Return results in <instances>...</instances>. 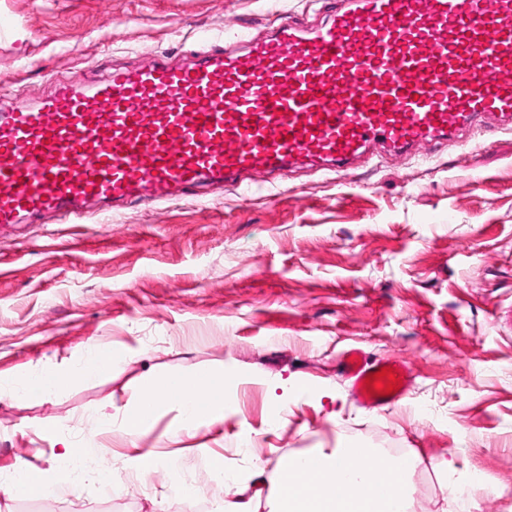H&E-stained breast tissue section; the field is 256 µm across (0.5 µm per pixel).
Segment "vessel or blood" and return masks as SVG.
Returning <instances> with one entry per match:
<instances>
[{"label":"vessel or blood","mask_w":512,"mask_h":512,"mask_svg":"<svg viewBox=\"0 0 512 512\" xmlns=\"http://www.w3.org/2000/svg\"><path fill=\"white\" fill-rule=\"evenodd\" d=\"M322 24L284 16L261 36L204 35L189 59L60 80L35 104L0 99V226L139 202L250 195L299 165L343 170L512 128V0H325ZM381 410L406 361L338 363ZM392 370L387 394L369 380Z\"/></svg>","instance_id":"obj_1"}]
</instances>
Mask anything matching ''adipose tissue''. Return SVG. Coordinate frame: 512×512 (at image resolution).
Segmentation results:
<instances>
[{"label": "adipose tissue", "instance_id": "1", "mask_svg": "<svg viewBox=\"0 0 512 512\" xmlns=\"http://www.w3.org/2000/svg\"><path fill=\"white\" fill-rule=\"evenodd\" d=\"M114 362L112 351H98L73 370L29 377L13 395L56 393L110 372ZM229 384L216 370L154 378L136 392L118 427L131 436L142 432L165 404L178 409L183 425L202 424L223 411ZM420 463L365 446L290 456L272 475L257 460L248 479L227 477L220 512H416L412 474Z\"/></svg>", "mask_w": 512, "mask_h": 512}]
</instances>
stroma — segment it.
<instances>
[{
    "instance_id": "obj_1",
    "label": "stroma",
    "mask_w": 512,
    "mask_h": 512,
    "mask_svg": "<svg viewBox=\"0 0 512 512\" xmlns=\"http://www.w3.org/2000/svg\"><path fill=\"white\" fill-rule=\"evenodd\" d=\"M322 0H0V87L32 100L58 79L200 48L223 28L257 34ZM409 363L394 407L369 411L336 373L348 348ZM120 351L108 376L47 397L10 388ZM213 368L236 384L224 414L183 427L165 405L113 433L136 389ZM278 414L279 427L269 425ZM88 432L119 481L177 458L185 473L263 439V464L354 445L419 456L418 512H512V131L428 160L378 156L346 173L300 170L248 196L131 203L81 224L0 229V485L58 477L61 441ZM480 471L486 492L451 500L435 465ZM223 486L189 500L168 481L136 496L92 483L0 512H218Z\"/></svg>"
}]
</instances>
